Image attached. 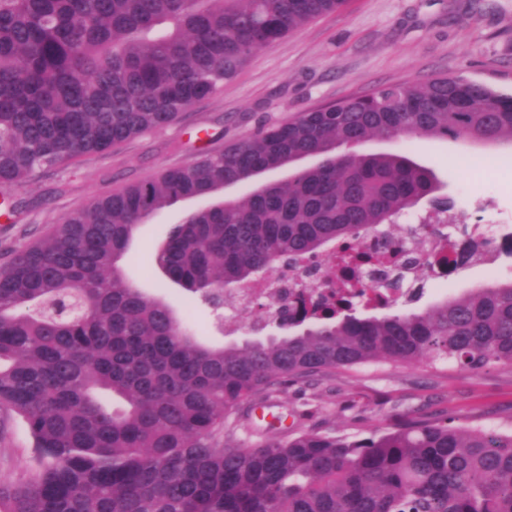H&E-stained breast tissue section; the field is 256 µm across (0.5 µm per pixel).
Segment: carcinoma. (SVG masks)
Instances as JSON below:
<instances>
[{
    "label": "carcinoma",
    "mask_w": 512,
    "mask_h": 512,
    "mask_svg": "<svg viewBox=\"0 0 512 512\" xmlns=\"http://www.w3.org/2000/svg\"><path fill=\"white\" fill-rule=\"evenodd\" d=\"M345 2L0 0V187L166 127ZM414 137L512 145V94L441 76L302 112L94 200L1 267L0 433L20 418L37 465L0 484V512H512V434L412 418L362 439L236 442L263 434L250 406L288 380L381 361L512 365V281L382 317L317 294L283 313L313 320L303 333L212 347L121 265L138 226L186 199L202 205L170 227L155 267L204 299L330 242L365 266L401 257L393 234L371 251L367 235L423 199L428 217L454 204L410 154L351 148Z\"/></svg>",
    "instance_id": "obj_1"
}]
</instances>
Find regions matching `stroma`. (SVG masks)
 Segmentation results:
<instances>
[{"label":"stroma","instance_id":"obj_1","mask_svg":"<svg viewBox=\"0 0 512 512\" xmlns=\"http://www.w3.org/2000/svg\"><path fill=\"white\" fill-rule=\"evenodd\" d=\"M443 75L512 93V0H347L340 12L321 16L256 52L221 93L194 102L165 128L35 174L11 189L18 211L12 223H0V267L97 197L223 150L311 108ZM403 149L434 169L441 194L465 215L471 237L491 239L499 229L512 227L511 145L416 138L361 147L365 153ZM197 206L194 200L176 204L140 227L129 275L178 312H190L200 334L212 342L268 339L275 330L266 324V299L240 310L235 324H221L211 308L165 284L154 270L155 250L170 226ZM510 280L512 253L503 247L489 252L486 263L460 269L448 294L464 296ZM255 414L282 417L291 430L315 426L359 438L412 417L512 433V365L471 373L452 364H366L336 371L315 386L283 384ZM33 457L25 424L12 420L0 438V483L21 481Z\"/></svg>","mask_w":512,"mask_h":512}]
</instances>
